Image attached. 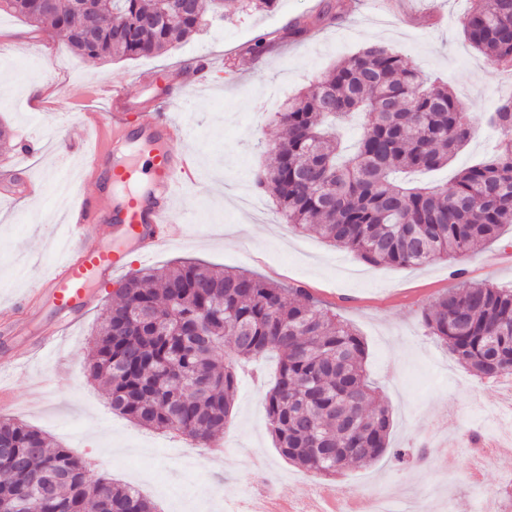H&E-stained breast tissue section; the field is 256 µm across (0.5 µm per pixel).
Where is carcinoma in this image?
<instances>
[{
    "mask_svg": "<svg viewBox=\"0 0 512 512\" xmlns=\"http://www.w3.org/2000/svg\"><path fill=\"white\" fill-rule=\"evenodd\" d=\"M0 0L46 37L82 57L159 54L219 10H266L277 0H96L92 24L75 0ZM463 32L477 51L512 68V0H469ZM362 116L355 152L341 158L339 132ZM283 139L257 173L286 223L350 250L366 264L402 267L471 254L512 224V100L489 123L504 133L495 154L461 170L449 189L398 183L397 171H434L467 144L471 116L448 85L388 47L372 43L336 65L275 113ZM424 324L458 361L484 379L512 373V289L489 283L448 289ZM231 337L234 359L274 352L279 372L265 394L268 429L280 453L307 473L334 477L390 449V411L368 379L357 331L304 289L192 261L141 269L102 311L87 377L109 390L112 410L133 423L205 444L224 432L235 396L233 364L218 356ZM27 492L35 512H157L129 486L92 479L89 464L51 446L41 430L0 417V512Z\"/></svg>",
    "mask_w": 512,
    "mask_h": 512,
    "instance_id": "obj_1",
    "label": "carcinoma"
}]
</instances>
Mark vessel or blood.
Instances as JSON below:
<instances>
[{"label": "vessel or blood", "mask_w": 512, "mask_h": 512, "mask_svg": "<svg viewBox=\"0 0 512 512\" xmlns=\"http://www.w3.org/2000/svg\"><path fill=\"white\" fill-rule=\"evenodd\" d=\"M204 81L201 72H174L161 98L162 105H172L190 87ZM98 95L105 100L106 108L92 117L97 137L94 148L83 155V178L101 185L102 190L64 201L62 211L71 228L68 255L39 281L36 289L72 323L95 301L93 285L126 269L128 249L144 257L181 237L182 227L190 223L191 217L177 204V192L197 180L195 154L186 146L189 134L185 125L160 113L130 127L126 89L104 83ZM132 143L146 147L143 164L128 160L126 147ZM102 224L111 228V245L90 246L89 237Z\"/></svg>", "instance_id": "vessel-or-blood-1"}]
</instances>
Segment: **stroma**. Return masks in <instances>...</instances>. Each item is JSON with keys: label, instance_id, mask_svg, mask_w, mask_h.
Returning a JSON list of instances; mask_svg holds the SVG:
<instances>
[{"label": "stroma", "instance_id": "stroma-1", "mask_svg": "<svg viewBox=\"0 0 512 512\" xmlns=\"http://www.w3.org/2000/svg\"><path fill=\"white\" fill-rule=\"evenodd\" d=\"M326 3L278 0L270 11L218 16L188 40L148 57L90 59L60 44L50 59L19 52L0 63V127L11 135L9 144L0 145V167L10 166L21 144L49 132L56 137L54 149L27 159L15 176L14 198L0 199V310L29 292L34 275L53 270L69 236L54 192L33 198L24 193L27 183L43 181L63 164L73 191L94 190L91 183L77 182L78 160L67 147L85 137L84 113L100 109V102H75L50 92L35 97L32 87L61 77L89 91L103 79L122 83L140 107L136 121L143 122L151 117L167 75L203 56L210 62L205 84L190 88L169 110L193 133L189 145L201 178L183 187L179 203L192 208L194 221L185 225L180 241L157 251L148 267L192 259L306 289L363 338L366 373L391 413L390 447L420 448L434 434L454 447L448 458L407 466L387 454L329 481L299 470L279 455L267 429L263 398L277 369L272 355L238 367L233 414L211 441L210 454L112 413L105 388L87 379L85 367L102 306L124 279L119 273L97 288L100 306L67 331L51 359L13 374L14 404L6 414L90 461L93 476L139 484L159 512H243L250 491L266 482L276 493L297 499L325 484L342 501L379 490L399 512H417L427 492L432 512H475L478 498L504 492L503 477L512 475L510 449L483 468L478 484L466 479L476 464L467 436L487 434L490 414L512 402V376L481 380L428 336L424 311L455 285L453 268L365 264L347 250L294 230L278 213L273 192L252 187L254 174L272 160L268 145L281 135L274 121L280 105L366 44L401 52L412 65L447 81L468 108L473 126L468 144L447 168L425 178L442 188L451 187L462 168L491 156L498 134L487 117L499 98L512 93V75L466 41L462 23L468 0H345L342 19L331 24L317 20ZM298 18L310 21L308 32L287 37ZM262 36L272 37L270 49L251 55V44ZM504 237L459 261L464 280L512 288V226ZM49 373L58 383L50 393H39L36 382Z\"/></svg>", "mask_w": 512, "mask_h": 512}]
</instances>
